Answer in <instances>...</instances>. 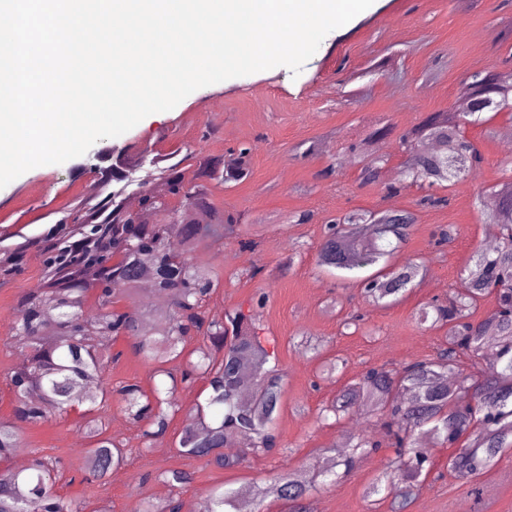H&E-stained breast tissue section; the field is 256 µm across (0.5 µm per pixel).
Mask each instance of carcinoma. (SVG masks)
Segmentation results:
<instances>
[{"mask_svg": "<svg viewBox=\"0 0 512 512\" xmlns=\"http://www.w3.org/2000/svg\"><path fill=\"white\" fill-rule=\"evenodd\" d=\"M459 93L468 105L487 100L488 112L512 109L508 89L494 71L483 77L472 75L460 82ZM481 120L479 112L450 109L428 117L401 137L408 155L407 173L422 188L443 186L452 178L463 179L479 166L478 149L466 136L467 125ZM362 169L368 182L379 179L385 158L369 154ZM161 192L138 193L139 210L128 208L126 198L114 190L91 199H80L61 213L54 225L31 244L46 256L43 287L18 301L14 340L23 362L14 371L22 374L23 385H13L14 418L39 424L69 408L85 406L82 414L87 449L85 476L103 480L125 466L122 446L106 435L100 410L112 399V385L103 378L106 361L116 362L121 353L112 343L128 339L133 347L154 362L153 376H164L170 384L143 391L136 383L117 389L125 409L148 428L146 443L163 436L171 419L181 411L175 398L178 383L198 376L205 380V397L189 414L179 440L183 455L205 458L210 449L224 446L240 435L252 437V447L268 452L275 446L270 432L273 415L282 396V376L268 366L270 352L260 335L256 309H235L222 319H209L204 307L220 287L217 273L190 262L199 246L215 243L236 233L238 217L217 212L206 203V186L185 182L180 163L162 165ZM203 177L236 182L250 172V151L237 152L232 169L218 160L200 162ZM172 199L181 209L169 208ZM483 200L487 223L498 230L499 244L480 251L448 302L437 300L422 307L418 323L446 329L447 346L429 359L398 367H373L346 386L323 412L336 417L350 415L360 400L371 403L388 447L394 456L388 468L401 475L404 486L393 488L390 512H408L415 495V482L430 462L428 445H461L448 459V469L461 478L476 477L512 452V176L486 191ZM176 213L175 224H144L140 213ZM336 226L323 238L318 265L355 274L365 296L375 304L389 305L406 292L421 271L413 259L390 263L409 229L414 215L404 214L396 222L388 211L352 212L330 220ZM27 244L20 243L0 261V280L7 281L24 265ZM92 266L97 279L90 284L84 270ZM151 282L155 292L169 298L168 312L145 306H121L134 300L142 281ZM95 295L98 314L89 319L83 309ZM493 294L497 306L480 321L471 320L470 309L479 298ZM206 342L185 352V344L196 334ZM180 374L170 363L183 354ZM467 356L479 368L482 385L471 401L461 398L459 388L442 382L460 375L459 383L472 376L459 373L460 358ZM21 441L15 426L0 422V462L13 457ZM381 447L374 437L357 438L349 451L331 459L328 471L338 466L350 469L356 459ZM326 471V472H328ZM320 474L290 470L272 483L253 489L246 504L236 491L211 492L201 501L200 512H260L262 502L274 496L296 503L310 491ZM65 470L60 461L35 456L23 469L0 470V512H23L36 502L41 512H85L86 506L58 494ZM159 479L171 487L192 482V473L168 470ZM175 498L147 499L143 512H179Z\"/></svg>", "mask_w": 512, "mask_h": 512, "instance_id": "obj_1", "label": "carcinoma"}]
</instances>
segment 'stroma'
Masks as SVG:
<instances>
[{
	"label": "stroma",
	"mask_w": 512,
	"mask_h": 512,
	"mask_svg": "<svg viewBox=\"0 0 512 512\" xmlns=\"http://www.w3.org/2000/svg\"><path fill=\"white\" fill-rule=\"evenodd\" d=\"M512 22V0H374L370 11L329 32L300 74L276 67L198 89L167 112L154 113L115 137L114 145L130 156L148 150L173 155L186 182L199 178L198 161L221 158L248 148L251 174L230 185H208L210 203L239 217V237L197 249L194 264L213 268L221 286L208 300V316L224 317L246 309L257 299L259 324L268 336L284 374L283 395L274 414L276 448L257 453L251 440H235L233 467H218L205 458L180 454L178 440L185 411L198 400L203 380L179 385L176 397L183 410L167 433L144 449L143 424L134 422L117 403L105 409L108 432L122 442L129 461L108 483L85 481V450L78 430L79 415L55 416L33 426L19 424L26 457L59 458L68 474L60 494L88 507L107 506L128 512L144 498L176 496L181 506L200 504L214 488L248 495L291 469L318 472L336 450L355 437L379 436L376 415H350L323 421L322 407L372 366L393 367L435 355L444 332L416 324L424 303L446 299L459 288L466 267L483 248L487 225L478 193L500 183L512 153L501 136L512 131V113L489 122L467 125L466 136L478 148L482 162L462 182L450 186L444 207H421L422 191L405 178L406 155L400 135L432 112L452 108L460 81L468 74L492 69L512 54L504 30ZM210 137H202L204 127ZM388 127L375 149L386 158L379 180L363 181L354 147L375 129ZM87 156L60 165L33 168L0 189V240L22 232L31 237L53 224L75 199L99 189L96 178L77 172ZM331 176H324L325 168ZM392 208L414 212L416 222L394 255V262L420 259L423 273L412 288L387 307L372 305L356 283L317 263L326 223L353 210ZM309 214L306 224L293 216ZM453 230L452 240L436 245L439 229ZM299 252L294 265L282 269L289 249ZM44 255L31 247L24 270L0 283V420L13 417L12 370L20 354L10 337L21 295L40 287ZM320 337V353L304 351L302 336ZM123 353L105 375L113 385L139 384L151 389L153 364L130 341L115 344ZM451 448L437 444L431 466L421 476L409 512H512V455L502 457L478 479L457 477L448 469ZM392 449L357 459L336 479L319 480L310 492L312 512H389L391 486L397 476L386 473ZM183 469L194 480L172 489L159 479L162 472ZM382 479L377 500L366 490Z\"/></svg>",
	"instance_id": "1"
}]
</instances>
